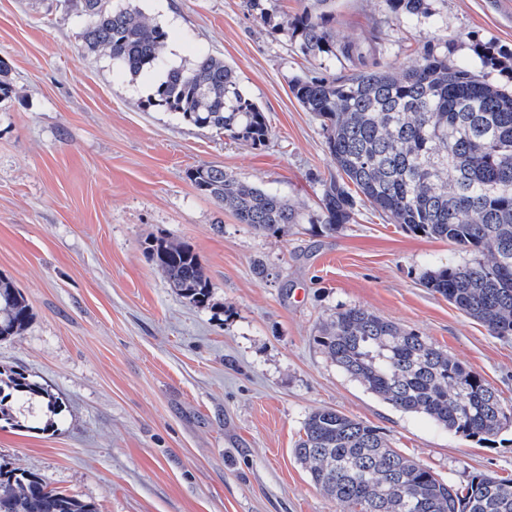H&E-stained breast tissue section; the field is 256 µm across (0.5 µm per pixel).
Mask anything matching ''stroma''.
<instances>
[{
    "instance_id": "stroma-1",
    "label": "stroma",
    "mask_w": 512,
    "mask_h": 512,
    "mask_svg": "<svg viewBox=\"0 0 512 512\" xmlns=\"http://www.w3.org/2000/svg\"><path fill=\"white\" fill-rule=\"evenodd\" d=\"M307 0H112L161 24L168 65L212 55L232 65L272 136L251 146L159 107L154 77L117 72L88 51L66 0H0V279L32 312L0 342V368L24 370L63 402L54 430L0 427V460L41 475L100 512H339L293 448L307 415L333 408L377 427L448 484L512 479V429L457 435L399 411L332 362L315 338L350 307L418 333L480 374L512 409V336L496 337L426 288L427 269L467 256L358 202L324 235L311 219L336 177L297 78L355 66L305 53L290 26ZM435 22L398 23L385 0H336L343 45L378 34L382 63L406 65L438 33L448 61L512 89L507 0H435ZM202 164L278 193L301 221L256 233L201 196ZM189 246L212 284L194 306L149 259Z\"/></svg>"
}]
</instances>
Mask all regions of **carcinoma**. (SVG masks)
Masks as SVG:
<instances>
[{
  "label": "carcinoma",
  "mask_w": 512,
  "mask_h": 512,
  "mask_svg": "<svg viewBox=\"0 0 512 512\" xmlns=\"http://www.w3.org/2000/svg\"><path fill=\"white\" fill-rule=\"evenodd\" d=\"M75 2L88 50L108 56L121 73L161 72L147 105L253 146L270 139L265 113L224 60L203 55L188 70L170 67L162 26L109 0ZM332 2L312 0L292 21L306 52L362 66L342 78H299L291 87L299 104L321 120L338 172L323 184L315 222L321 232L336 233L354 220L360 196L406 231L456 245L472 259L425 273V286L490 335L512 336V91L466 66L448 64L443 37L426 40L405 67L380 64L376 38L365 47H338L327 30ZM432 2L385 0L404 24L434 17ZM189 179L199 194L255 232H275L301 220L283 196L222 168L199 165ZM149 255L183 298L207 303L211 282L191 248L159 242ZM31 316L20 291L0 279V341L20 335ZM316 342L345 374L402 412L483 440L512 426V412L481 375L363 308L329 316ZM34 399L51 413L61 407L59 397L26 373L0 369V423L25 427L14 405ZM295 455L340 512H512L511 481L479 473L455 488L399 454L376 427L334 409L308 414ZM0 512L99 508L50 487L35 473L0 463Z\"/></svg>",
  "instance_id": "cac0c4a2"
}]
</instances>
